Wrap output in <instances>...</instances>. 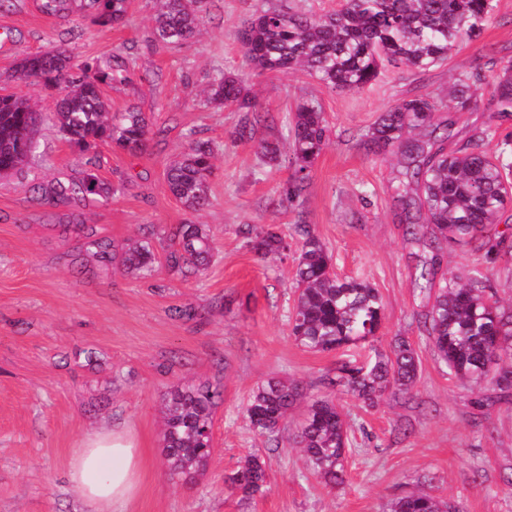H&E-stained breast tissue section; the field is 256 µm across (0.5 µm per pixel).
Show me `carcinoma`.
I'll return each mask as SVG.
<instances>
[{
    "instance_id": "carcinoma-1",
    "label": "carcinoma",
    "mask_w": 512,
    "mask_h": 512,
    "mask_svg": "<svg viewBox=\"0 0 512 512\" xmlns=\"http://www.w3.org/2000/svg\"><path fill=\"white\" fill-rule=\"evenodd\" d=\"M72 0H42L41 11L56 16L71 9ZM155 40L165 46L180 44L195 32L202 0H156ZM493 0H345L339 10L314 18L303 12L258 7L239 32L248 68L263 73L300 69L339 90H360L377 80L386 65H405L425 71L448 60L465 39L477 37L493 9ZM128 0H82L81 9L100 27L125 23ZM133 62L120 55L109 60L86 58L72 62L69 54L50 50L25 54L19 78L48 89L65 86L54 118L59 131L87 169L79 179L54 180L37 187L39 200L60 205H85L112 195V185L95 172L97 160L89 153L101 142H112L131 153L142 150L152 134L148 118L135 109L111 114L107 100L90 79L103 84L129 79ZM481 76L460 73L454 78L450 103L457 112L478 107ZM497 114L512 116V59L491 82ZM205 104L255 112L245 79L217 72ZM437 106L427 94L408 96L381 113L365 134L364 145L373 155H397L403 160V179L396 192L408 224L431 225L433 242L478 243V249L496 253L504 240L492 241V226L512 202L507 170L512 162L492 158L482 143L497 134L488 123L477 136L448 151V123L435 121ZM38 114L25 98H0V175L22 171L36 149ZM328 127L320 106L305 101L297 106L290 130L288 164L292 173L285 189L288 200L306 191L315 159L322 152ZM260 152L270 165L281 163L279 144L263 141ZM219 147L196 140L165 171L170 193L188 210L210 204L209 177ZM304 238L295 270V300L288 317L290 335L300 346L331 352L375 340L384 318L378 291L357 279H341L331 270V257L309 226L296 225ZM176 246L164 256L167 273L186 281L198 276L213 258L214 246L202 224H181ZM256 252L281 255L288 251V233L269 226L246 232ZM95 266L109 270L115 264L113 246L91 231L85 235ZM157 263L149 240L129 247L121 259L126 272L151 276ZM419 279L428 295L424 326L438 359L462 381L485 380L500 396L512 394V311L489 294L488 277L478 270L434 287V273L422 266ZM419 364L408 341L397 339L391 353L375 356L357 367L343 361L329 385L339 387L374 406L389 390L410 394ZM220 392L207 384H181L167 394L164 404L162 448L171 475L193 482L213 452L212 410ZM303 398L299 385L270 379L253 391L247 420L267 442L279 445L288 410ZM293 441L304 453L308 467L325 485L345 483L348 426L332 394L309 399L306 417ZM224 484L244 498L268 490L266 463L252 455L225 476ZM391 512H456L451 503L425 494L396 499Z\"/></svg>"
}]
</instances>
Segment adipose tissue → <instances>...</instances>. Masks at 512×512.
I'll return each mask as SVG.
<instances>
[{
    "mask_svg": "<svg viewBox=\"0 0 512 512\" xmlns=\"http://www.w3.org/2000/svg\"><path fill=\"white\" fill-rule=\"evenodd\" d=\"M142 450L125 433L103 427L76 449L69 482L89 512H117L138 492Z\"/></svg>",
    "mask_w": 512,
    "mask_h": 512,
    "instance_id": "obj_1",
    "label": "adipose tissue"
}]
</instances>
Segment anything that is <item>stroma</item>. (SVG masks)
Here are the masks:
<instances>
[{"instance_id": "1", "label": "stroma", "mask_w": 512, "mask_h": 512, "mask_svg": "<svg viewBox=\"0 0 512 512\" xmlns=\"http://www.w3.org/2000/svg\"><path fill=\"white\" fill-rule=\"evenodd\" d=\"M342 2L205 0L195 34L164 46L152 40L153 0H129L126 23L114 28L92 24L77 7L49 16L40 0H0V89L25 96L41 116L25 174L0 179V512H83L69 463L80 440L105 424L130 432L143 450L139 491L123 512H388L392 500L417 491L450 500L457 512H512V400L495 399L488 383L459 381L437 359L423 326L427 292L415 283L430 259L441 279L477 269L506 307L512 256L490 259L460 244L433 250L425 224L409 235L395 192L400 164L367 154L361 141L381 112L415 88L441 102L449 147L483 128L494 110L490 85H482L484 101L473 112L447 108L448 87L459 73L488 76L512 58V0H494L480 35L424 73L390 66L359 91L331 89L298 70L249 74L265 114L251 139L234 135L241 113L202 103L216 71H243L238 32L257 6L321 15ZM55 48L79 60L134 59L130 81L104 86L103 95L112 112L140 110L157 131L134 155L99 144L98 173L115 192L70 218L35 200L39 184L80 178L85 168L54 125L64 91L15 76L22 54ZM303 100L321 105L330 133L306 192L291 203L283 194L288 165L263 167L258 144L287 143ZM195 139L220 152L209 179L212 204L193 213L168 191L165 170ZM188 222L205 225L217 247L201 278L184 282L162 270L148 278L119 269L104 275L82 264L80 227L96 228L119 251L150 236L159 254ZM299 224L310 225L340 277L367 280L382 297V328L355 357L390 352L403 338L420 361L412 396L388 394L369 408L337 392L350 447L346 482L334 489L311 475L291 440L305 399L289 409L277 448L246 418L252 392L269 378L321 395L344 358L339 350H307L289 334ZM268 225L288 230L286 255L264 258L245 247L243 229ZM176 306L197 315L176 318ZM91 351L99 357L93 364ZM179 383L223 392L213 411L214 452L192 484L171 476L162 451L163 400ZM478 398L487 406L476 407ZM254 453L266 462L270 489L246 499L224 476Z\"/></svg>"}]
</instances>
